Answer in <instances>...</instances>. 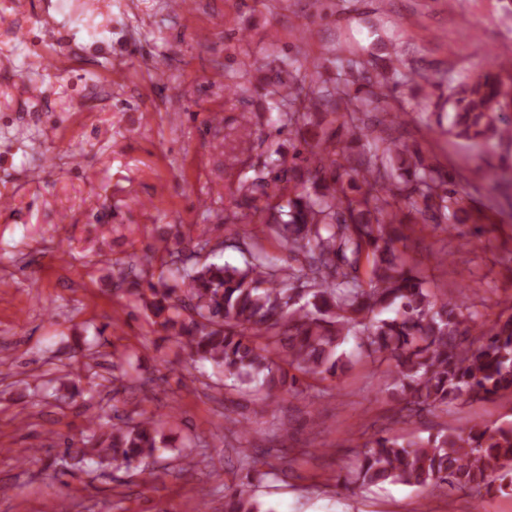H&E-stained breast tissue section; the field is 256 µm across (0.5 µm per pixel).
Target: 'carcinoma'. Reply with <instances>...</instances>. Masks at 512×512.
<instances>
[{"mask_svg":"<svg viewBox=\"0 0 512 512\" xmlns=\"http://www.w3.org/2000/svg\"><path fill=\"white\" fill-rule=\"evenodd\" d=\"M294 63L285 59L274 69L266 110L303 142L317 112L335 114L351 124V133L347 141L327 136L308 156L298 148L289 159L277 155L271 177L246 188L247 201L277 200L268 205V224L292 263L284 267L251 251L235 233L224 247L248 253L239 265L215 261L202 234L190 249L162 236L140 270L114 262L117 286L193 361L224 371L233 389L303 393L348 368L351 356L341 346L352 339L358 353L388 362L393 387L406 400L397 424L455 401L511 396L512 316L467 336L460 331L467 307L431 295L396 247L406 238L401 200L419 198L415 223L445 230L459 220L461 207L447 175L418 150L374 135L372 118L390 111L387 77L374 81L372 63L348 59L344 81L313 87L305 82L317 81L316 73L305 80ZM502 87L499 75L489 73L459 91L448 87V132L476 150L511 145L505 132L512 114L498 101ZM362 140L369 151L354 153ZM168 450L161 419L119 424L98 412L86 417L79 444L65 448L79 463L149 476V461ZM384 483L478 499L512 490V423L474 422L427 439L398 440L381 430L364 445L344 486ZM224 512L262 510L253 495L234 489L224 495Z\"/></svg>","mask_w":512,"mask_h":512,"instance_id":"cac0c4a2","label":"carcinoma"}]
</instances>
